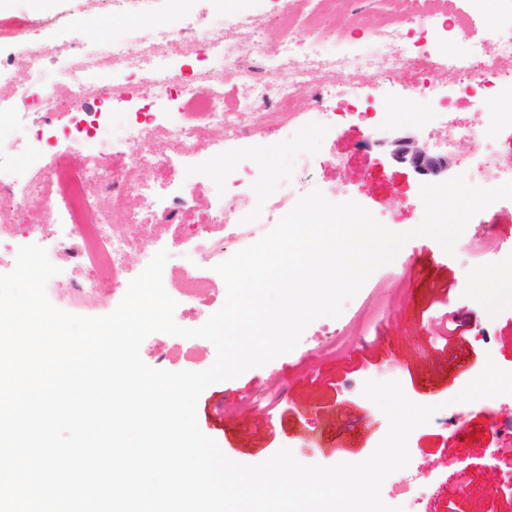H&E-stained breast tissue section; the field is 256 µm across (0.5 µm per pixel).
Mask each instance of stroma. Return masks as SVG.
<instances>
[{
  "mask_svg": "<svg viewBox=\"0 0 512 512\" xmlns=\"http://www.w3.org/2000/svg\"><path fill=\"white\" fill-rule=\"evenodd\" d=\"M41 14L68 16L89 39L125 37L133 24L127 16L80 12L76 0H11L0 10V23ZM435 90L448 96L449 108L439 115L428 103ZM401 104L407 111L399 115L395 109ZM493 106L491 97L453 87L443 70L423 76L406 66L397 87L377 101L375 110L337 112L332 133H319L299 116L279 126H260L249 141L206 149L201 158L209 173L218 164L248 159L266 173V188L299 183L333 202L353 200L390 230L405 232L423 219L419 191L424 179L390 157L387 140L410 131L429 144L440 123L476 125ZM290 139L307 157L306 165L295 164L283 152ZM268 152L274 153V163H262ZM195 184L191 208L167 227L170 241L207 223L208 202L223 190L209 174ZM490 239L497 240L498 251L484 252ZM425 242L422 236L407 241L345 303L339 317L313 321L291 352L208 386L197 403L201 431L228 458L246 465L262 463L283 447L307 465L358 463L388 430L385 415L364 400L363 384L371 376L396 380L411 401L437 408L408 438L418 459L441 458L446 477L463 465L474 476L470 493L456 502L457 512H512V492L505 489L501 470L485 464L490 436L457 435L454 418L463 411L486 424L488 414L456 396L487 361L512 368V199L498 200L472 217L449 268L427 267L418 253ZM452 310L460 312L468 328L464 349L470 367L461 375L435 341L444 312ZM165 339L164 333L154 332L142 342L140 356L148 366L202 371L215 361L216 349L205 340L192 360L157 362L158 345ZM447 401L451 410H442Z\"/></svg>",
  "mask_w": 512,
  "mask_h": 512,
  "instance_id": "obj_1",
  "label": "stroma"
}]
</instances>
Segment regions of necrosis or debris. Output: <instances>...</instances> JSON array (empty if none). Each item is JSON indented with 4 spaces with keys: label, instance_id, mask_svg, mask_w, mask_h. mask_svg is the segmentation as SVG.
<instances>
[{
    "label": "necrosis or debris",
    "instance_id": "1",
    "mask_svg": "<svg viewBox=\"0 0 512 512\" xmlns=\"http://www.w3.org/2000/svg\"><path fill=\"white\" fill-rule=\"evenodd\" d=\"M187 0H83L84 11L96 13L105 4L130 13L136 22L121 39L88 41L74 33L68 20L55 16L28 18L0 26V42L20 43L22 53L0 56V122L35 127V136L7 145L0 156L41 155L53 146L51 163L27 174L0 165V200L13 210L33 215L29 224H0L12 243L0 251V272L14 268L20 247L36 244L46 249L59 274L46 288L58 307L100 297H124L131 280L140 273L130 265L131 253L151 261L159 250L166 223L191 204L183 171L205 175L196 160L204 147L223 145L228 139L254 135L258 120L284 121L295 117V91L309 86L315 104L312 117L318 128L331 126L334 115L323 108L326 71L339 69L346 81L337 98L363 101L369 94L358 81L360 72L374 69L388 78L398 77L404 62L420 70L437 66L449 77L470 75L480 86L497 88L499 111L488 113L475 127L444 125L441 145L453 150L461 137L474 149L460 161L468 182L497 187L512 180V147L501 146L494 129L512 123V85H500L504 65L512 63V16H462L466 38L455 53H434L415 43L416 35L439 27L446 0H414L412 14L394 11L385 26L373 32V49L350 43L343 30L323 27L314 20L330 0H272L283 20V36L276 54L256 48L252 36L261 24L258 15L241 8L240 0H216L221 23L194 18ZM232 24L235 38L224 34ZM414 43L410 59L395 47ZM52 65L54 76L38 87L19 82V68ZM232 71L243 84L238 103H224V73ZM113 104L137 100L172 103L181 119L167 127L164 140H154L150 120L132 117L123 135L103 134L96 113L83 111L88 99ZM96 143L112 154L126 156L122 175L104 172L99 162L75 167L67 160L72 149ZM168 169L172 177L163 186L141 181L146 167ZM141 207H131V199ZM292 208L288 196L270 191L242 206L221 196L209 209L208 223L199 225L182 251V260L163 269L176 278L173 293L193 302L214 293L223 278L216 265L227 260L225 241L244 243L271 230ZM120 224L137 225L134 235L117 233ZM465 480L439 479L417 460L381 488L404 512H433L437 500L456 498Z\"/></svg>",
    "mask_w": 512,
    "mask_h": 512
}]
</instances>
